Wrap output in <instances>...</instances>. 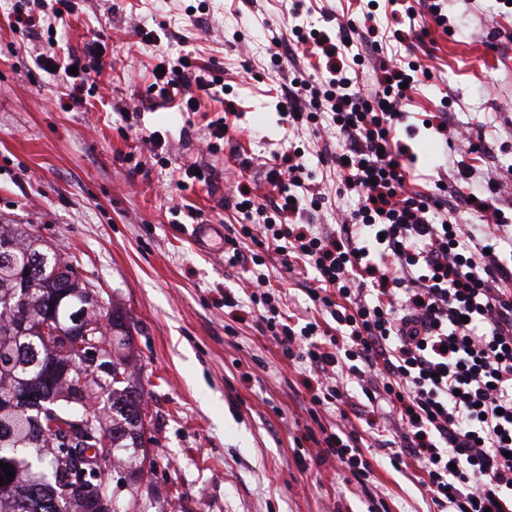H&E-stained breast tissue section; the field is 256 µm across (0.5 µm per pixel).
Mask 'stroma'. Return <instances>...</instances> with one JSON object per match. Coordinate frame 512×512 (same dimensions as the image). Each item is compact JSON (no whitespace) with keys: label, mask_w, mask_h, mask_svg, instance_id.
<instances>
[{"label":"stroma","mask_w":512,"mask_h":512,"mask_svg":"<svg viewBox=\"0 0 512 512\" xmlns=\"http://www.w3.org/2000/svg\"><path fill=\"white\" fill-rule=\"evenodd\" d=\"M15 0H0V224H28L101 290L103 312L132 317L127 349L138 367L149 422L142 464L123 454L102 467L116 486L119 512H368L380 498L390 512H428L415 468L392 467L384 451L371 494L348 484L335 461L310 464L311 400L302 365L283 357L252 319L246 301L251 272L224 252L195 246L184 209L204 223L240 226L225 206L228 186L247 183L258 199L274 198L265 178L274 157L304 150L325 195L299 221L328 230L354 195H337L339 151L311 131L293 135L276 110L295 70L314 75L319 57L299 47L297 58L272 66L270 37L288 38L291 0H76L56 27L60 46L83 52L102 38L107 65L92 74L95 95L68 109V85L35 68L45 39L20 40L10 27ZM304 20L337 37L358 23L366 0H306ZM447 27L419 10L400 41L365 56L359 82L370 85L379 58L414 61L429 71L409 93L408 124L417 128L413 191L432 193L444 166L462 160L500 175L512 171V0H445ZM158 31L144 42L140 29ZM191 54L224 69L239 113L218 151L208 152L207 126L224 115L221 99L199 111L154 108L139 94L162 62ZM444 115L448 135L423 128ZM470 127L471 140L457 138ZM159 132L154 156L141 138ZM216 171L214 187L178 188L192 164ZM239 297L224 305L225 291Z\"/></svg>","instance_id":"stroma-1"}]
</instances>
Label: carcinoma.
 I'll use <instances>...</instances> for the list:
<instances>
[{
  "instance_id": "carcinoma-1",
  "label": "carcinoma",
  "mask_w": 512,
  "mask_h": 512,
  "mask_svg": "<svg viewBox=\"0 0 512 512\" xmlns=\"http://www.w3.org/2000/svg\"><path fill=\"white\" fill-rule=\"evenodd\" d=\"M77 269L23 225H0V461L14 468L0 512H95V496L115 495L97 456L143 447V394L127 359L110 350L130 345L131 322L114 309L98 326L97 291ZM49 320L67 329V344L42 338L37 325ZM99 398L112 411L105 432L88 407ZM56 417L79 428L63 467L42 452L59 436L48 425Z\"/></svg>"
}]
</instances>
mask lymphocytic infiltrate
<instances>
[{
	"mask_svg": "<svg viewBox=\"0 0 512 512\" xmlns=\"http://www.w3.org/2000/svg\"><path fill=\"white\" fill-rule=\"evenodd\" d=\"M73 10L72 0H21L12 30L30 38L46 15ZM101 46L97 39L81 55L52 51L35 64L64 76L73 67L98 72ZM419 70L413 61L381 64L365 96L356 91L350 66L330 58L319 78L294 77L279 102L282 117L299 129L330 114L323 135L342 134L349 147L321 159L335 162L357 207L338 213L330 232L297 223L321 196L296 150L266 174L280 202L265 205L251 190H239L235 208L246 224L224 243L231 263L241 261L244 236L273 249L286 270H299L314 315H286L282 295L268 289L261 270L250 302L283 357L315 376L312 404H349L353 383L367 404L388 409L386 439L377 431L320 427L316 464L335 458L364 488L376 462L366 449L386 448L391 460L417 468L435 512H512V220L489 204L500 183L462 160L452 166L455 180L473 187L464 206L447 202L443 182L432 194L407 190L415 156L397 129L405 119L406 86L417 82ZM223 84L217 67L183 54L155 73L146 96L194 112L201 97H214ZM463 209L475 223L459 222ZM486 215L492 224L483 223ZM324 312L331 323L320 322Z\"/></svg>",
	"mask_w": 512,
	"mask_h": 512,
	"instance_id": "lymphocytic-infiltrate-1",
	"label": "lymphocytic infiltrate"
}]
</instances>
